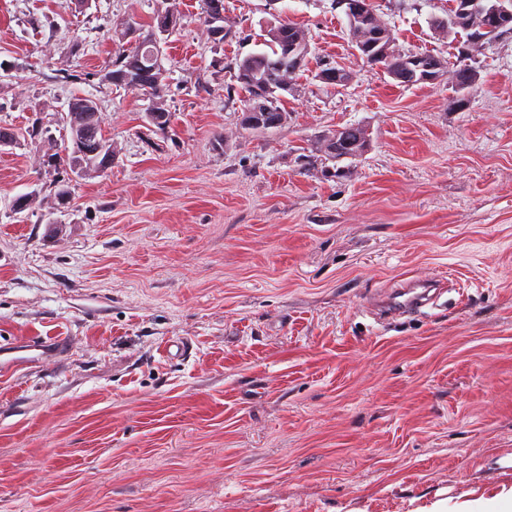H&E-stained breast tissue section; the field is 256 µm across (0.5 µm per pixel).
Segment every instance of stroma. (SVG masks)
I'll list each match as a JSON object with an SVG mask.
<instances>
[{"label":"stroma","mask_w":512,"mask_h":512,"mask_svg":"<svg viewBox=\"0 0 512 512\" xmlns=\"http://www.w3.org/2000/svg\"><path fill=\"white\" fill-rule=\"evenodd\" d=\"M162 2L0 0V125L24 135L0 151V512H458L511 489L512 33L475 53L459 110L447 79L361 59L333 0H224L221 44L180 0L160 130L101 76L113 27ZM451 5L372 0L400 52L453 65L463 34L432 26ZM281 20L308 62L287 124L250 130L233 63ZM75 93L116 156L59 209L41 159ZM348 124L364 151L327 159ZM406 278L436 304L378 319Z\"/></svg>","instance_id":"35a3bbf8"}]
</instances>
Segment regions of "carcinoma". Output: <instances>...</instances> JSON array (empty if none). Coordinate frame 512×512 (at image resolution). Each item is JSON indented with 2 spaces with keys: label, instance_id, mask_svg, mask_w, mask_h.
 Listing matches in <instances>:
<instances>
[{
  "label": "carcinoma",
  "instance_id": "cac0c4a2",
  "mask_svg": "<svg viewBox=\"0 0 512 512\" xmlns=\"http://www.w3.org/2000/svg\"><path fill=\"white\" fill-rule=\"evenodd\" d=\"M164 12L175 15L176 20L172 28L158 41L151 39L141 43L132 42L126 39L125 30L113 29L112 41L117 43V49L111 53L104 74L105 81L112 86L150 96L151 105L145 119L148 125L159 129L168 127L171 121V112L167 106L168 76L161 64L162 44L182 26L184 19L177 0H171ZM485 27L491 28L494 36L512 33V18L486 17L476 28L459 22L458 29L466 37L459 55L465 62L452 68L444 67V72L450 74L449 80L453 86L458 87L464 83L475 85L477 70L466 63V60L471 58L469 50L472 42L484 35ZM302 31L304 28L291 22L273 24L267 30L266 48L251 52L234 62V69L237 70L235 78L239 89L244 92V105H249L258 94L268 98V106L271 109L268 117L277 118L279 128L287 123L288 112L283 108L284 98L272 91L280 78V71L276 65L283 57L288 38ZM358 53L371 65H383L385 72L390 76L393 75L398 63L407 58V54H402L396 49L393 50L390 59L382 61L370 59V52L364 49H358ZM70 101L72 107L67 111L65 118V124L69 127V137L60 143L55 152L45 154L42 164L55 170L59 168L65 174L72 172L82 176L90 172L96 173L100 168L111 169L115 150L112 148V140L102 133L101 115L96 99L91 96L74 95ZM339 136L355 142L357 149L362 148L366 140L363 128L354 125L342 127ZM53 187L58 207L69 204L73 198L71 180L59 177L53 181Z\"/></svg>",
  "mask_w": 512,
  "mask_h": 512
}]
</instances>
